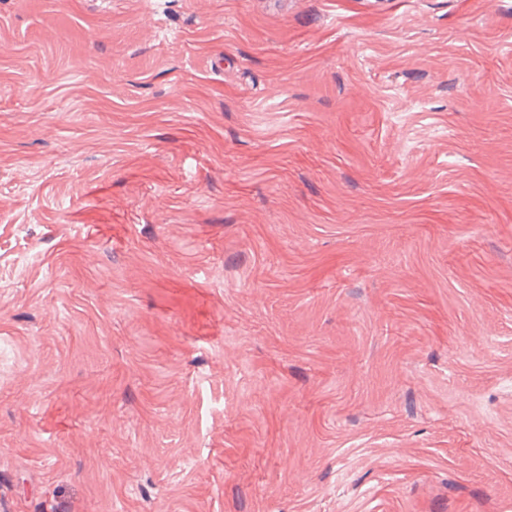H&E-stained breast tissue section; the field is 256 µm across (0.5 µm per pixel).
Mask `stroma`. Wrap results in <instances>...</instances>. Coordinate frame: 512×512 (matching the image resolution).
<instances>
[{"instance_id":"1","label":"stroma","mask_w":512,"mask_h":512,"mask_svg":"<svg viewBox=\"0 0 512 512\" xmlns=\"http://www.w3.org/2000/svg\"><path fill=\"white\" fill-rule=\"evenodd\" d=\"M0 512H512V0H0Z\"/></svg>"}]
</instances>
